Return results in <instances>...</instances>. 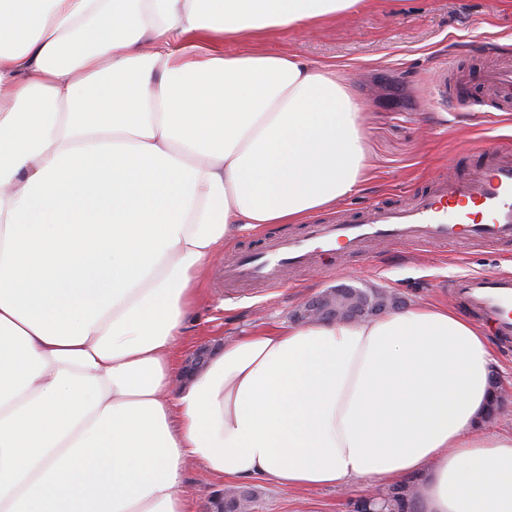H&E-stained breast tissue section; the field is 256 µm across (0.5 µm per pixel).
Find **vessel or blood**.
I'll return each mask as SVG.
<instances>
[{
	"instance_id": "1",
	"label": "vessel or blood",
	"mask_w": 512,
	"mask_h": 512,
	"mask_svg": "<svg viewBox=\"0 0 512 512\" xmlns=\"http://www.w3.org/2000/svg\"><path fill=\"white\" fill-rule=\"evenodd\" d=\"M485 98L512 109V67L485 71ZM477 161L465 177H442L411 202L367 206L338 223L319 224L299 237L241 254L224 269L225 280L275 285L284 266L302 267L320 255L354 252L381 238L455 246L474 240L490 246L512 245V151L479 145ZM463 306L491 323L504 341L512 340V277L472 274L448 283Z\"/></svg>"
}]
</instances>
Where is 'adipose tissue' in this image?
Wrapping results in <instances>:
<instances>
[{"instance_id": "obj_1", "label": "adipose tissue", "mask_w": 512, "mask_h": 512, "mask_svg": "<svg viewBox=\"0 0 512 512\" xmlns=\"http://www.w3.org/2000/svg\"><path fill=\"white\" fill-rule=\"evenodd\" d=\"M361 2L0 0V512H190V461L512 512L494 346L448 305L256 330L172 389L219 250L366 179L332 67L220 42Z\"/></svg>"}]
</instances>
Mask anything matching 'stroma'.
<instances>
[{"label": "stroma", "mask_w": 512, "mask_h": 512, "mask_svg": "<svg viewBox=\"0 0 512 512\" xmlns=\"http://www.w3.org/2000/svg\"><path fill=\"white\" fill-rule=\"evenodd\" d=\"M223 49L229 55L285 53L335 66L337 79L366 113L369 178L357 194L314 214V221L327 223L346 211L414 195L440 175L464 174L473 162V147L483 141L512 148V112H457L444 108L437 95L440 68L448 60H459L461 73L473 80L485 65L512 63V0H365L358 10L298 30L249 42L225 37ZM303 230L300 224L274 225L225 248L187 320L179 366L220 341L289 320L301 301L328 289L382 288L410 305L432 299L455 307L459 301L448 289L450 279L467 273L503 275L512 261L511 248L373 241L359 254L284 269L280 284L272 288L225 281V266L246 246ZM248 486L258 493V512H352L353 502L370 488L363 481L347 489L289 491L263 480Z\"/></svg>", "instance_id": "obj_1"}]
</instances>
